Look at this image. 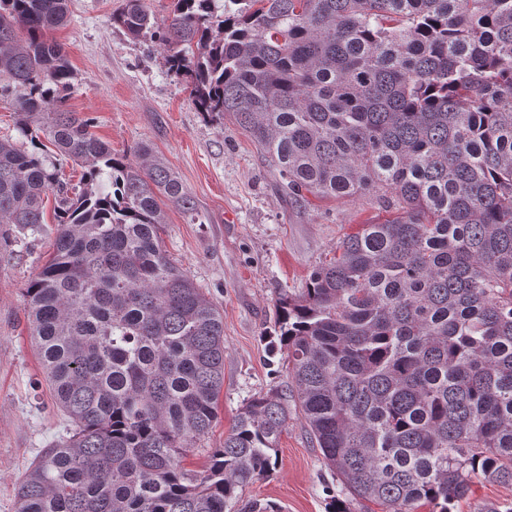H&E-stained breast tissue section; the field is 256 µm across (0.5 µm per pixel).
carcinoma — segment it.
<instances>
[{
	"instance_id": "obj_1",
	"label": "carcinoma",
	"mask_w": 512,
	"mask_h": 512,
	"mask_svg": "<svg viewBox=\"0 0 512 512\" xmlns=\"http://www.w3.org/2000/svg\"><path fill=\"white\" fill-rule=\"evenodd\" d=\"M123 0L195 108L260 146L288 196L370 193L385 219L345 235L280 298L282 392L240 409L205 469L224 317L168 254L166 199L196 204L148 144L134 159L61 109L76 74L46 32L69 0H0V95L26 150L0 140V226L54 254L24 311L69 435L15 487L16 512H226L266 475L293 403L326 465L385 512H449L482 475L512 484V0ZM46 136L83 168L69 196Z\"/></svg>"
}]
</instances>
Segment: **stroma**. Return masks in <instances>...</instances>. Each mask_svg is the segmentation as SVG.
Listing matches in <instances>:
<instances>
[{
  "label": "stroma",
  "instance_id": "35a3bbf8",
  "mask_svg": "<svg viewBox=\"0 0 512 512\" xmlns=\"http://www.w3.org/2000/svg\"><path fill=\"white\" fill-rule=\"evenodd\" d=\"M122 0H71L64 27L50 31L77 73L65 107L92 118L93 132L116 156L149 144L162 155L197 207L189 218L165 205L162 235L170 257L206 290L224 314V389L208 436L184 460L198 471L219 447L244 400L284 388L287 369L272 332L281 293L298 294L336 252L344 234L378 214L371 195L309 197L294 202L275 169L232 121L205 119L186 84L169 73L159 42L134 39L112 23ZM57 226L18 233L0 250V512H15L13 489L44 448L66 436L69 422L51 392L27 335L23 289L53 251ZM280 512H381L350 498L322 459L298 412L289 411L267 476L243 488L234 512L249 502ZM512 507V484L479 477L451 512Z\"/></svg>",
  "mask_w": 512,
  "mask_h": 512
}]
</instances>
